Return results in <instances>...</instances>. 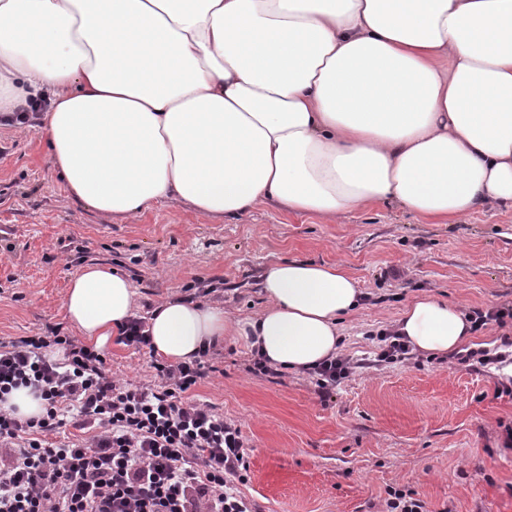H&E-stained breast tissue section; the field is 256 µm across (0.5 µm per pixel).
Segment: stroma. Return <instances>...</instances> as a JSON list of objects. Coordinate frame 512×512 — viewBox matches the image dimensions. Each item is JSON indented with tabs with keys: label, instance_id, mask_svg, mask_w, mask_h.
Masks as SVG:
<instances>
[{
	"label": "stroma",
	"instance_id": "stroma-1",
	"mask_svg": "<svg viewBox=\"0 0 512 512\" xmlns=\"http://www.w3.org/2000/svg\"><path fill=\"white\" fill-rule=\"evenodd\" d=\"M288 259L340 263L362 302L343 324L340 354L357 371L329 395L306 372H251L245 341L209 356L199 402L241 426L248 480L241 492L265 512H386L391 490L428 512H512V364L415 355L375 365L377 332L426 293L464 310L512 304V207L428 221L392 203L343 223L273 202L218 222L176 197L135 219L107 217L69 197L39 127L0 126V339L38 336L66 318L69 281L101 263L126 274L138 313L188 288L242 319L265 304L264 272ZM114 379L153 380L148 351L113 344Z\"/></svg>",
	"mask_w": 512,
	"mask_h": 512
}]
</instances>
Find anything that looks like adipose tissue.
Returning a JSON list of instances; mask_svg holds the SVG:
<instances>
[{"label":"adipose tissue","mask_w":512,"mask_h":512,"mask_svg":"<svg viewBox=\"0 0 512 512\" xmlns=\"http://www.w3.org/2000/svg\"><path fill=\"white\" fill-rule=\"evenodd\" d=\"M32 99L69 195L109 217L169 197L214 222L264 200L336 223L388 200L447 221L512 206V0H0V115ZM262 287L238 321L170 298L149 317L155 354L242 336L306 370L361 302L339 264L288 260ZM135 296L89 265L64 307L102 350ZM395 329L450 354L472 323L422 294Z\"/></svg>","instance_id":"1"}]
</instances>
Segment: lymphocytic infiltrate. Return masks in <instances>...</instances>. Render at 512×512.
Returning a JSON list of instances; mask_svg holds the SVG:
<instances>
[{
	"instance_id": "f902f5d3",
	"label": "lymphocytic infiltrate",
	"mask_w": 512,
	"mask_h": 512,
	"mask_svg": "<svg viewBox=\"0 0 512 512\" xmlns=\"http://www.w3.org/2000/svg\"><path fill=\"white\" fill-rule=\"evenodd\" d=\"M105 363L56 325L0 340V401L24 387L44 402L38 418L0 411V512H263L238 489L241 427L191 397L204 356L153 362L156 381L136 386Z\"/></svg>"
}]
</instances>
